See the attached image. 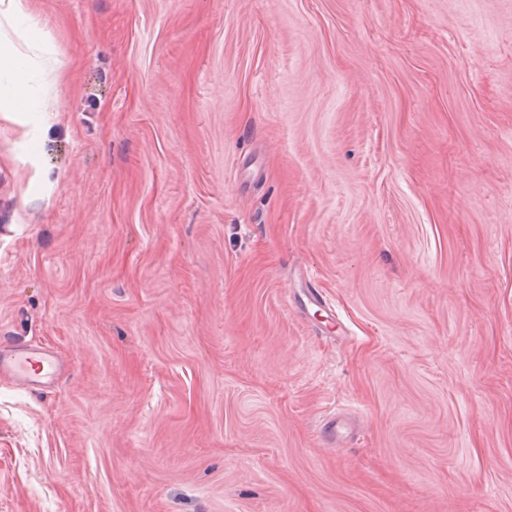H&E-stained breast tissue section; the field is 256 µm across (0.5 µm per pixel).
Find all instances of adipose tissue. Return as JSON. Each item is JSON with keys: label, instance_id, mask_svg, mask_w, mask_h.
I'll return each instance as SVG.
<instances>
[{"label": "adipose tissue", "instance_id": "obj_1", "mask_svg": "<svg viewBox=\"0 0 512 512\" xmlns=\"http://www.w3.org/2000/svg\"><path fill=\"white\" fill-rule=\"evenodd\" d=\"M61 66L27 0H0V112L37 119Z\"/></svg>", "mask_w": 512, "mask_h": 512}]
</instances>
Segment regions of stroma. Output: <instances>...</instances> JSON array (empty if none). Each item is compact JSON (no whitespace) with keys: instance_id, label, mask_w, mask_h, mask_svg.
Masks as SVG:
<instances>
[{"instance_id":"stroma-1","label":"stroma","mask_w":512,"mask_h":512,"mask_svg":"<svg viewBox=\"0 0 512 512\" xmlns=\"http://www.w3.org/2000/svg\"><path fill=\"white\" fill-rule=\"evenodd\" d=\"M29 7L0 512H512V0ZM0 371H7L16 380L34 385L52 379L57 372V364L52 355L35 347H26L8 356L0 352Z\"/></svg>"}]
</instances>
